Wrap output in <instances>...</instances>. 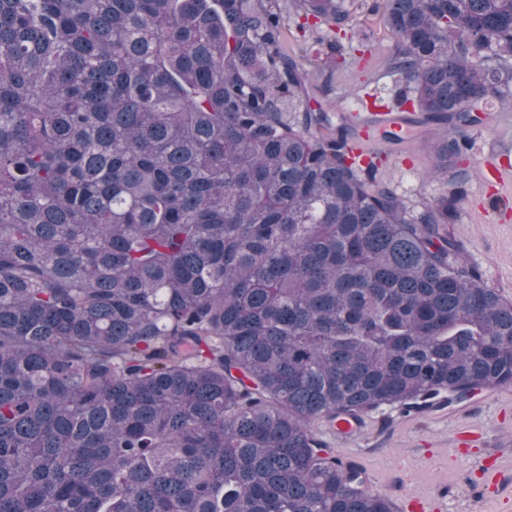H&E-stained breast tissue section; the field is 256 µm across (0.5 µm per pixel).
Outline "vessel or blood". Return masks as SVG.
<instances>
[{"instance_id":"b4317fda","label":"vessel or blood","mask_w":512,"mask_h":512,"mask_svg":"<svg viewBox=\"0 0 512 512\" xmlns=\"http://www.w3.org/2000/svg\"><path fill=\"white\" fill-rule=\"evenodd\" d=\"M365 131L354 139L353 154L361 162H368L376 154L396 144H408L413 127L408 112H392L386 109L367 113L363 119ZM481 179L489 184L499 206L512 204V168L500 164L495 157L484 158L481 163ZM364 427L363 420L341 416L328 427L329 435L347 439L358 436Z\"/></svg>"}]
</instances>
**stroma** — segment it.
Instances as JSON below:
<instances>
[{
	"mask_svg": "<svg viewBox=\"0 0 512 512\" xmlns=\"http://www.w3.org/2000/svg\"><path fill=\"white\" fill-rule=\"evenodd\" d=\"M373 0H354L346 28L344 60L330 62L317 34L306 27L299 11H285L282 47L289 55H310L311 80L319 84L316 98L331 125L347 124L359 130L368 98L392 107L399 104L402 88L388 62L397 40L372 9ZM480 124L470 128V150L465 164L471 176L462 187L463 198L448 232L468 261L480 270L490 287L512 302V210L481 213L487 188L478 163L495 156L512 166V108L488 101ZM435 127L417 128L410 154L386 153L381 157L378 178L400 197L410 211L447 195V177L430 176L431 145L438 139ZM454 413L437 419L435 413H407L397 406H384L368 414L367 427L354 441L328 439L327 445L343 462L357 467L369 491L400 496L431 494L446 489L437 512H512V502L497 507L482 498L476 482L488 457H497L503 483L512 490V384L480 391L473 398L454 404ZM467 435L464 454L451 456L460 435Z\"/></svg>",
	"mask_w": 512,
	"mask_h": 512,
	"instance_id": "35a3bbf8",
	"label": "stroma"
}]
</instances>
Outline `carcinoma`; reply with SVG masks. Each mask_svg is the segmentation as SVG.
I'll return each mask as SVG.
<instances>
[{"label": "carcinoma", "instance_id": "1", "mask_svg": "<svg viewBox=\"0 0 512 512\" xmlns=\"http://www.w3.org/2000/svg\"><path fill=\"white\" fill-rule=\"evenodd\" d=\"M343 56V0H291ZM433 175L512 0H374ZM278 0H0V512H394L311 429L512 383V303L319 128ZM299 103L290 115L289 104Z\"/></svg>", "mask_w": 512, "mask_h": 512}]
</instances>
